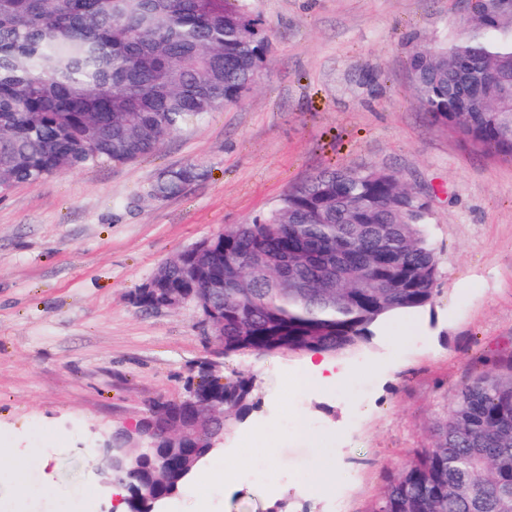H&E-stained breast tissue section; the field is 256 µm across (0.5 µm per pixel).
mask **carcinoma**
Segmentation results:
<instances>
[{
    "instance_id": "carcinoma-1",
    "label": "carcinoma",
    "mask_w": 512,
    "mask_h": 512,
    "mask_svg": "<svg viewBox=\"0 0 512 512\" xmlns=\"http://www.w3.org/2000/svg\"><path fill=\"white\" fill-rule=\"evenodd\" d=\"M270 58L248 0H0V189L150 155L240 102ZM407 69L433 122L512 162V0H469L445 39L411 52ZM198 177L196 166L169 167L148 195L175 197ZM430 218V202L391 170H324L225 229L214 257L177 256L155 278L188 291L198 287L190 264L208 266L226 356L341 355L387 318L432 305ZM218 389L224 420L203 411L204 431L227 430L249 405L248 380ZM147 454L113 450L134 512H152L197 466L174 458L160 474ZM373 512H512V361L456 388L433 445L389 481Z\"/></svg>"
}]
</instances>
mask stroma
I'll list each match as a JSON object with an SVG mask.
<instances>
[{
	"mask_svg": "<svg viewBox=\"0 0 512 512\" xmlns=\"http://www.w3.org/2000/svg\"><path fill=\"white\" fill-rule=\"evenodd\" d=\"M273 61L239 105L127 164L64 170L0 193V447L29 456L32 486L0 473V512H115L96 441L173 398L208 360L252 382V407L163 512H372L388 479L430 447L454 390L512 361V163L431 122L410 88L413 44L444 34L463 0H251ZM202 178L166 201L165 168ZM397 173L426 195L439 273L431 307L340 355L336 387H306L301 355L215 357L192 307L133 295L163 263L273 207L328 167ZM265 475L247 479L239 461ZM340 477L318 484L320 470Z\"/></svg>",
	"mask_w": 512,
	"mask_h": 512,
	"instance_id": "stroma-1",
	"label": "stroma"
}]
</instances>
